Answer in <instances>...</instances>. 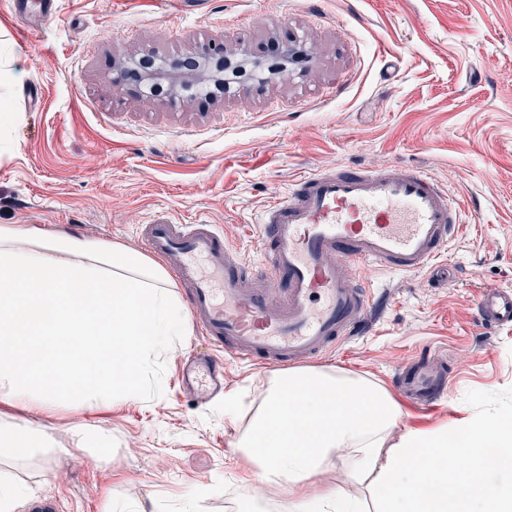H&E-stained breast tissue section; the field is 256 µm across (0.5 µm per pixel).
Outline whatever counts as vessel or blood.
I'll list each match as a JSON object with an SVG mask.
<instances>
[{
  "mask_svg": "<svg viewBox=\"0 0 512 512\" xmlns=\"http://www.w3.org/2000/svg\"><path fill=\"white\" fill-rule=\"evenodd\" d=\"M270 248L262 268L246 272L213 225L151 222L141 227L147 248L177 261L189 289L192 317L228 352L275 367L322 356L363 332L373 304L366 282L351 267L420 271L433 267L455 239L465 213L439 181L420 168L314 170L286 197L262 212ZM288 286L280 305L268 297L279 278ZM485 325H512V289L483 291ZM224 375L206 359L188 363L190 385Z\"/></svg>",
  "mask_w": 512,
  "mask_h": 512,
  "instance_id": "obj_1",
  "label": "vessel or blood"
}]
</instances>
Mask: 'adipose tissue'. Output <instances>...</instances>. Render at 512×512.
<instances>
[{
	"instance_id": "1",
	"label": "adipose tissue",
	"mask_w": 512,
	"mask_h": 512,
	"mask_svg": "<svg viewBox=\"0 0 512 512\" xmlns=\"http://www.w3.org/2000/svg\"><path fill=\"white\" fill-rule=\"evenodd\" d=\"M184 308L166 269L117 244L0 224V402L50 408L63 398L114 402L140 389L147 358L181 335ZM399 407L373 381L336 368L276 374L237 447L297 512H365L341 492L308 494L340 465L379 512H512V422L467 419L399 439Z\"/></svg>"
}]
</instances>
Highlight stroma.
<instances>
[{
	"instance_id": "1",
	"label": "stroma",
	"mask_w": 512,
	"mask_h": 512,
	"mask_svg": "<svg viewBox=\"0 0 512 512\" xmlns=\"http://www.w3.org/2000/svg\"><path fill=\"white\" fill-rule=\"evenodd\" d=\"M20 28L0 0V224L65 231L145 252L141 224L205 219L243 265L263 259L260 212L316 169L416 165L469 223L430 270L352 268L384 303L370 331L313 369L383 386L395 434L430 433L497 413L512 417V327L486 329L477 303L512 289V0H55ZM294 41L309 61L288 78L243 83L216 101L147 100L112 83L130 57H181L210 44L263 60ZM214 345L196 324L148 359L149 387L116 404L79 399L38 410L0 405L44 448L5 470L54 498L58 512H284L259 491L236 444L274 371L221 354L225 392L197 397L182 363ZM436 361L438 399L405 380ZM92 438L77 445L76 428ZM205 485L194 496L195 485Z\"/></svg>"
}]
</instances>
